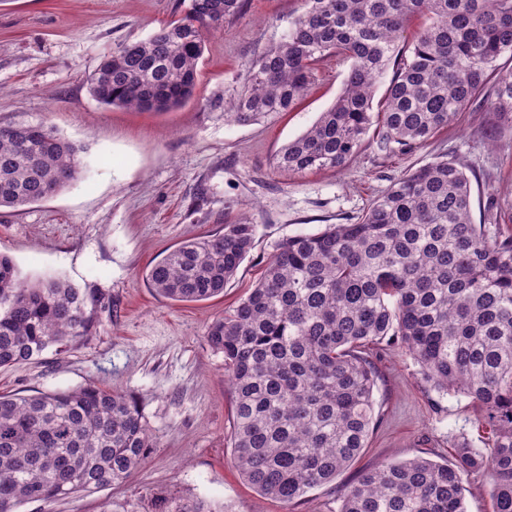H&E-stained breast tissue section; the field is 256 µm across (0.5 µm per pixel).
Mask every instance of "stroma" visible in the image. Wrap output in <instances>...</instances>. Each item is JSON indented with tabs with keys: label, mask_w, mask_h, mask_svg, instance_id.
Instances as JSON below:
<instances>
[{
	"label": "stroma",
	"mask_w": 512,
	"mask_h": 512,
	"mask_svg": "<svg viewBox=\"0 0 512 512\" xmlns=\"http://www.w3.org/2000/svg\"><path fill=\"white\" fill-rule=\"evenodd\" d=\"M180 0H0V125L46 123L82 146V177L17 212L0 210V253L22 281H69L94 300L97 328L66 351L0 370V393L31 395L94 385L137 397L158 446L122 486L33 502L20 512H149L152 500L199 496L224 512H283L238 475L231 454L232 393L224 356L205 337L258 281L277 245L361 215L405 172L440 156L473 170L472 216L487 198L512 230V124L476 99L417 148L379 151L366 137L343 168L292 173L274 158L340 93L349 65L320 62L290 111L249 124L224 119L244 65L282 36L303 0H246L244 13L208 34L195 97L170 112L109 107L88 77L120 45L178 15ZM248 218L256 243L221 296L174 302L145 280L150 262L183 241ZM375 429L333 484L307 492L292 512H338L360 471L416 456L452 460L481 433L466 399L426 385L414 359L390 345L377 362Z\"/></svg>",
	"instance_id": "35a3bbf8"
}]
</instances>
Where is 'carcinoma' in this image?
Instances as JSON below:
<instances>
[{
    "label": "carcinoma",
    "mask_w": 512,
    "mask_h": 512,
    "mask_svg": "<svg viewBox=\"0 0 512 512\" xmlns=\"http://www.w3.org/2000/svg\"><path fill=\"white\" fill-rule=\"evenodd\" d=\"M179 16L105 57L90 76L102 104L176 109L196 93L214 18L245 0H183ZM281 39L253 58L224 113L247 123L288 111L329 54L349 62L334 103L275 158L288 172L340 169L370 130L382 150L407 151L448 126L480 95L512 119V0H305ZM425 18L406 50L397 33ZM393 70L384 99L374 97ZM81 147L46 124L0 126V209L45 200L82 173ZM257 225L181 243L145 277L175 302H201L252 250ZM86 296L56 278L23 284L0 254V369L61 352L94 328ZM207 342L224 354L234 398L231 448L241 479L290 507L332 483L367 448L374 429L373 359L400 339L423 380L468 400L488 431L454 460L418 457L361 471L339 512H466L464 483L488 479L494 512H512V232L471 214V182L440 156L398 178L361 216L282 241L248 295L214 318ZM157 441L143 408L118 390L87 386L0 394V512L125 482ZM166 512H216L172 499Z\"/></svg>",
    "instance_id": "obj_1"
}]
</instances>
